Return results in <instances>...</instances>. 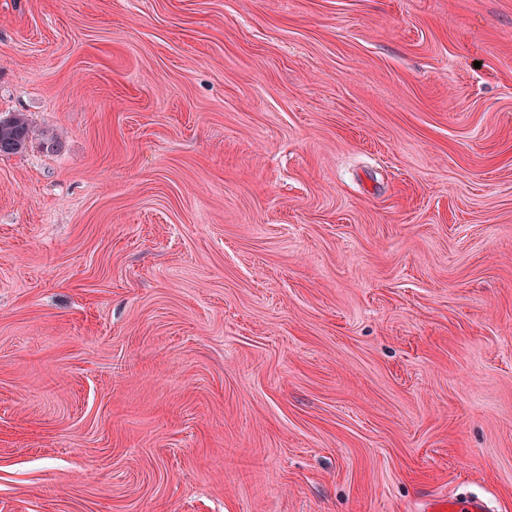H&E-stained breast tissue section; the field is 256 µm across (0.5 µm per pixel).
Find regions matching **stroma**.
Here are the masks:
<instances>
[{
	"label": "stroma",
	"mask_w": 512,
	"mask_h": 512,
	"mask_svg": "<svg viewBox=\"0 0 512 512\" xmlns=\"http://www.w3.org/2000/svg\"><path fill=\"white\" fill-rule=\"evenodd\" d=\"M0 512H512V0H0ZM41 135L43 133L37 134L22 114L0 117V155L19 152L27 141ZM424 510L431 512H492L484 498L465 495H452L448 496V499L431 500Z\"/></svg>",
	"instance_id": "35a3bbf8"
}]
</instances>
